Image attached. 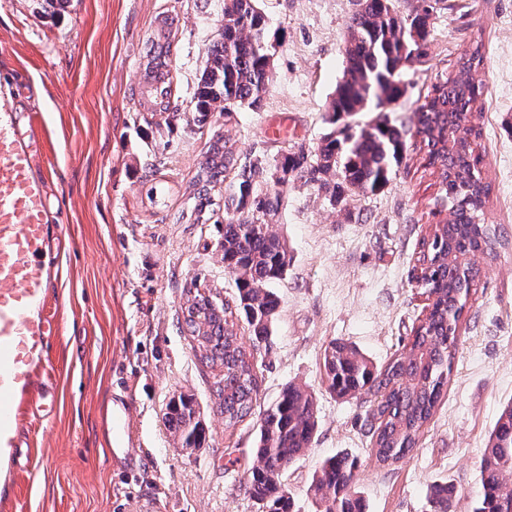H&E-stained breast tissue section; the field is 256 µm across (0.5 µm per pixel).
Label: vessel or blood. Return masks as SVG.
<instances>
[{
    "mask_svg": "<svg viewBox=\"0 0 512 512\" xmlns=\"http://www.w3.org/2000/svg\"><path fill=\"white\" fill-rule=\"evenodd\" d=\"M37 136L36 120L0 99V512H15L19 473L37 480L39 427L59 412L64 391L63 378H51L45 359L62 327L54 248L63 228L52 219L51 158ZM104 426L113 461L125 462L128 405L107 408Z\"/></svg>",
    "mask_w": 512,
    "mask_h": 512,
    "instance_id": "b4317fda",
    "label": "vessel or blood"
}]
</instances>
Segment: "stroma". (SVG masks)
I'll return each instance as SVG.
<instances>
[{
	"label": "stroma",
	"mask_w": 512,
	"mask_h": 512,
	"mask_svg": "<svg viewBox=\"0 0 512 512\" xmlns=\"http://www.w3.org/2000/svg\"><path fill=\"white\" fill-rule=\"evenodd\" d=\"M449 2L434 16L428 58L403 71L406 94L391 117L414 131L418 99L483 34L488 213L512 240V0ZM259 6L278 44L261 108L229 118L217 112L198 126L190 102L224 0H0V89L13 92L19 111L41 113L51 133V209L72 240L61 256L72 282L61 298L67 324L49 349L67 385L58 415L40 431V482L19 483V503L30 512H260L245 491L258 419L225 428L215 378L184 330L185 291L195 278L205 277L220 298L236 292L220 259L223 225L190 216L192 182L219 137L271 161L315 151L330 128L357 0ZM165 19L174 32L169 120L139 105L146 41ZM431 181L410 152L375 193L336 202L301 179L284 188L274 230L291 260L274 285V332L253 354L258 407L291 383L315 398L316 437L284 474L293 512H317L311 476L340 450L359 461L356 489L366 512H430L426 491L439 482L455 489L451 512H467L488 437L512 402V247L501 250L469 299L448 388L403 462L375 464L363 431L373 396L336 397L322 367L335 339L385 364L424 318L412 268L430 222ZM182 394L207 426L203 446L191 451L164 419ZM117 401L130 404L129 465L114 463L105 445L102 409Z\"/></svg>",
	"instance_id": "35a3bbf8"
}]
</instances>
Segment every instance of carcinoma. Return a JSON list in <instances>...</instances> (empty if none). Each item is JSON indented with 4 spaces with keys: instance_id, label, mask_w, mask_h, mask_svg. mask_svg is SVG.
Returning a JSON list of instances; mask_svg holds the SVG:
<instances>
[{
    "instance_id": "obj_1",
    "label": "carcinoma",
    "mask_w": 512,
    "mask_h": 512,
    "mask_svg": "<svg viewBox=\"0 0 512 512\" xmlns=\"http://www.w3.org/2000/svg\"><path fill=\"white\" fill-rule=\"evenodd\" d=\"M436 4L433 0L428 11L400 16L394 0H360L348 27L345 66L332 100L335 128L315 154L300 150L279 160L283 172L317 183L333 196L359 195L389 184L408 149L405 130L392 122L388 109L405 92L400 40L416 31L422 57H427ZM161 29L167 32L165 43L151 39L147 44L148 90L143 102L148 111L160 113L170 111L171 97L166 60L171 25L165 21ZM270 42L259 0H224V34L207 52L193 96V122L203 125L217 110L229 118L243 108L260 109L274 78L264 58ZM482 49L478 34L415 109L420 141L414 149L433 178L434 193L429 199L433 221L420 243L413 279L432 300V312L403 352L383 365L343 340L331 341L323 351L324 375L337 397H375L374 423L367 434L375 463L382 468L401 463L419 444L447 389L464 309L483 276V268L469 255L478 251L492 262L503 246L488 217L490 186L477 148L484 86L474 72L483 62ZM364 113L369 118L363 125L348 124V118ZM269 168L266 158L247 157L220 137L210 144L193 182L195 220L224 207L221 260L236 287L234 298L223 300L200 281L188 289L183 311L195 357L216 372V394L227 428L254 414L258 392L252 353L239 339L238 322L247 325L256 342L268 339L280 305L271 285L284 279L290 263L285 239L254 224L255 213L277 215L284 203V190L268 181ZM229 174L221 205L211 191ZM167 420L181 447L201 446L205 429L192 399L173 400ZM316 429L314 398L294 384L259 413L256 464L249 471L246 492L262 512H292L284 473L310 448ZM357 468V459L346 451L321 463L309 486L323 506L321 512H364L355 488ZM479 470L468 512H512V403L504 407L489 436ZM452 495L446 483L431 486L430 512H448Z\"/></svg>"
}]
</instances>
